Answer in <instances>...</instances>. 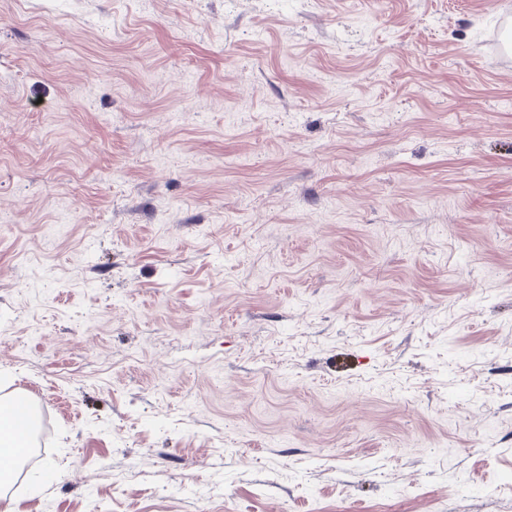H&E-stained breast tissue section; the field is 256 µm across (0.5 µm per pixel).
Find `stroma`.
<instances>
[{
    "instance_id": "stroma-1",
    "label": "stroma",
    "mask_w": 512,
    "mask_h": 512,
    "mask_svg": "<svg viewBox=\"0 0 512 512\" xmlns=\"http://www.w3.org/2000/svg\"><path fill=\"white\" fill-rule=\"evenodd\" d=\"M512 0H0L19 512H512Z\"/></svg>"
}]
</instances>
